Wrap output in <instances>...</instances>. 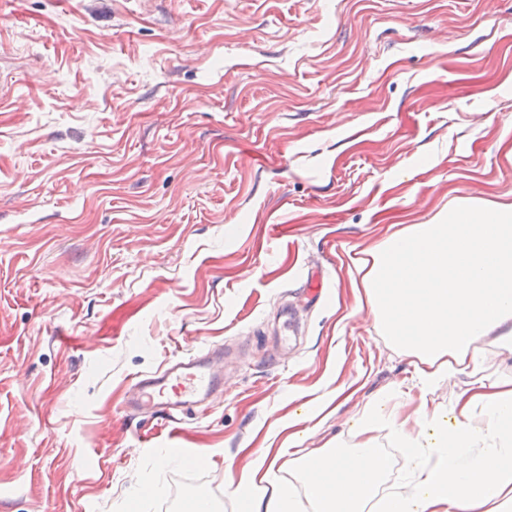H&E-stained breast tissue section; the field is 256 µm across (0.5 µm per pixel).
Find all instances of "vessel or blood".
<instances>
[{
    "label": "vessel or blood",
    "instance_id": "1",
    "mask_svg": "<svg viewBox=\"0 0 512 512\" xmlns=\"http://www.w3.org/2000/svg\"><path fill=\"white\" fill-rule=\"evenodd\" d=\"M223 383L224 353L214 348L204 356L180 360L137 376L130 386L129 406L133 411L156 415L157 433L180 446L186 467L196 469L202 461L193 449L181 447L185 430L179 427L178 416L185 408L207 402Z\"/></svg>",
    "mask_w": 512,
    "mask_h": 512
}]
</instances>
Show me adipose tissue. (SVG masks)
Wrapping results in <instances>:
<instances>
[{
	"label": "adipose tissue",
	"instance_id": "adipose-tissue-1",
	"mask_svg": "<svg viewBox=\"0 0 512 512\" xmlns=\"http://www.w3.org/2000/svg\"><path fill=\"white\" fill-rule=\"evenodd\" d=\"M363 264L375 323L420 361L422 383L465 372L484 388L454 421L436 413L416 436L398 433L409 480L382 512H512V378L490 379L482 357L487 345L512 354V203H458L447 218L397 231ZM396 415L392 397L381 395L362 409L361 452L331 447L303 458L312 512H365L390 466L371 452L373 432ZM269 463L260 454L243 470L239 512H294L287 487L258 481Z\"/></svg>",
	"mask_w": 512,
	"mask_h": 512
}]
</instances>
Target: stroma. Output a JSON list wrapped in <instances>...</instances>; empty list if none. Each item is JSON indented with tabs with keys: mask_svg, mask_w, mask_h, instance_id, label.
<instances>
[{
	"mask_svg": "<svg viewBox=\"0 0 512 512\" xmlns=\"http://www.w3.org/2000/svg\"><path fill=\"white\" fill-rule=\"evenodd\" d=\"M470 199L512 202V0H0V512H238L264 451L300 499L378 395L457 415L355 260ZM219 344L185 471L125 392Z\"/></svg>",
	"mask_w": 512,
	"mask_h": 512,
	"instance_id": "obj_1",
	"label": "stroma"
}]
</instances>
